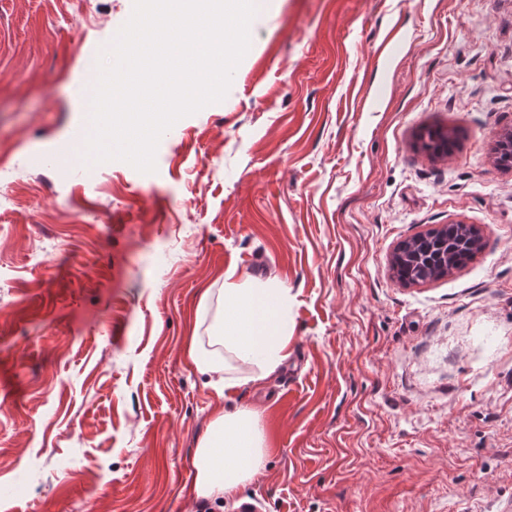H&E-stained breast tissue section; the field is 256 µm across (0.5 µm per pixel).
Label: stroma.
<instances>
[{
  "label": "stroma",
  "instance_id": "stroma-1",
  "mask_svg": "<svg viewBox=\"0 0 512 512\" xmlns=\"http://www.w3.org/2000/svg\"><path fill=\"white\" fill-rule=\"evenodd\" d=\"M133 8L0 0V512H512V0H265L155 172L87 176L57 148ZM456 223L471 263L394 278ZM231 266L287 288L290 356L222 396L185 349ZM219 404L260 411L267 462L216 502L193 460ZM421 149L433 156H450L454 137L441 127H427L419 135Z\"/></svg>",
  "mask_w": 512,
  "mask_h": 512
}]
</instances>
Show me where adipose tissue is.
Instances as JSON below:
<instances>
[{"instance_id":"obj_1","label":"adipose tissue","mask_w":512,"mask_h":512,"mask_svg":"<svg viewBox=\"0 0 512 512\" xmlns=\"http://www.w3.org/2000/svg\"><path fill=\"white\" fill-rule=\"evenodd\" d=\"M224 323L208 348L190 341L188 361L217 384L231 390L244 381H260L273 374L288 358L287 289L278 278L242 280L236 268L224 273L220 295ZM252 368L248 378L233 376L234 362ZM267 448L259 411L219 409L200 439L194 457L193 491L213 499L233 494L253 480L264 467Z\"/></svg>"}]
</instances>
